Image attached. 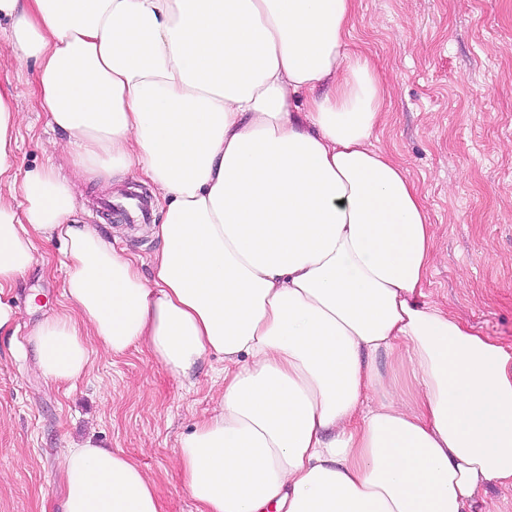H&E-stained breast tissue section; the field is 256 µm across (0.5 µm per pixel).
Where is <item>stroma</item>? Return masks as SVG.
<instances>
[{"label":"stroma","instance_id":"35a3bbf8","mask_svg":"<svg viewBox=\"0 0 512 512\" xmlns=\"http://www.w3.org/2000/svg\"><path fill=\"white\" fill-rule=\"evenodd\" d=\"M350 44L385 88L377 147L419 188L433 224L429 301L482 335L512 346V0H357ZM36 61L14 65L0 39V80L24 115L21 169L46 166L57 132L38 104ZM134 176L91 175L75 188V220L136 256L143 273L162 241L148 224L107 219L101 204ZM62 241L37 242L36 262L0 294L17 307L0 335V512H61L65 449L93 440L135 457L156 486L160 512H197L174 461L195 423L212 413L224 377L218 357L174 374L142 349L95 346L86 375L46 382L30 332L64 302ZM40 311L29 309L31 289Z\"/></svg>","mask_w":512,"mask_h":512}]
</instances>
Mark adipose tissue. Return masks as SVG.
Masks as SVG:
<instances>
[{"label":"adipose tissue","instance_id":"adipose-tissue-1","mask_svg":"<svg viewBox=\"0 0 512 512\" xmlns=\"http://www.w3.org/2000/svg\"><path fill=\"white\" fill-rule=\"evenodd\" d=\"M355 0H0L61 130L18 172L0 83V293L62 238L66 305L31 332L73 382L91 344L177 375L224 361L212 415L175 451L197 512H469L512 487V348L427 301L432 228L373 143L382 81L349 46ZM136 174L163 246L136 258L73 221L74 182ZM389 370L377 365L379 357ZM63 512H159L154 483L85 441Z\"/></svg>","mask_w":512,"mask_h":512}]
</instances>
